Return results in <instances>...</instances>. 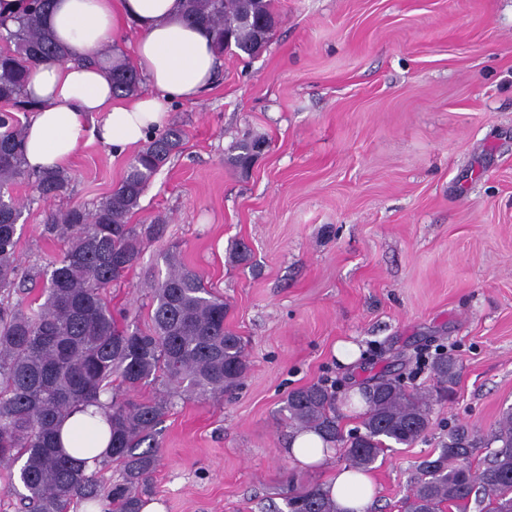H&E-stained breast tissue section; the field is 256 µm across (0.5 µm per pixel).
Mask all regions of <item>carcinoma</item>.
Returning <instances> with one entry per match:
<instances>
[{"label": "carcinoma", "instance_id": "carcinoma-1", "mask_svg": "<svg viewBox=\"0 0 512 512\" xmlns=\"http://www.w3.org/2000/svg\"><path fill=\"white\" fill-rule=\"evenodd\" d=\"M51 0H31L27 15L0 23V463L24 464L19 480L27 491L26 512H66L77 499L98 496L97 471L85 472L64 451L59 432L72 411L98 402L108 391L110 450L101 465L122 466L123 482L112 487V512H140L133 486L147 482L156 468L157 426L176 397L218 400L241 385L249 368L242 337L224 326L228 304L186 268L179 252L166 254L167 276L154 288L151 327L144 331L118 319L105 294L136 266L143 237L159 238L164 224H131L156 174L182 145L177 125L147 141L130 159L126 173L93 208L50 215L45 231L62 248L29 276L31 300L10 302L22 277L17 226L24 203L14 186L30 176L22 150L23 128L12 111L32 113L37 104L25 92L30 68L64 55L45 36L42 19ZM185 19L212 33L219 53L234 47L253 55L258 40L277 25L271 0H184ZM113 92L139 93L142 79L123 62L108 70ZM260 138L237 142L227 158L245 170ZM71 182L63 170L35 175L33 192L47 202L64 195ZM448 392L457 364L441 352L420 355ZM159 387L153 398H136L142 388ZM434 395L408 387L400 377L373 376L342 407L361 411L359 427L344 431L336 394L313 383L291 391L283 410L300 430L314 432L342 449L348 467L369 469L391 444L410 445L430 422ZM483 448L491 452L473 462ZM287 512H342L312 483L285 497ZM512 503V409L481 438L466 424L448 432L437 455L423 460L411 480L403 512H502Z\"/></svg>", "mask_w": 512, "mask_h": 512}]
</instances>
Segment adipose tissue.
Segmentation results:
<instances>
[{"instance_id": "1", "label": "adipose tissue", "mask_w": 512, "mask_h": 512, "mask_svg": "<svg viewBox=\"0 0 512 512\" xmlns=\"http://www.w3.org/2000/svg\"><path fill=\"white\" fill-rule=\"evenodd\" d=\"M43 27L67 58L40 63L26 85L37 109L24 122L25 159L37 172L65 168L92 118L101 141L120 151L138 146L165 125L169 102L197 101L210 88L219 64L207 30L185 21L183 0H53ZM131 30L133 61L150 90L121 98L90 58L121 45ZM60 436L72 457L94 469L110 442L104 409L92 405L70 416ZM325 488L342 512H367L375 495L369 473L344 468Z\"/></svg>"}]
</instances>
